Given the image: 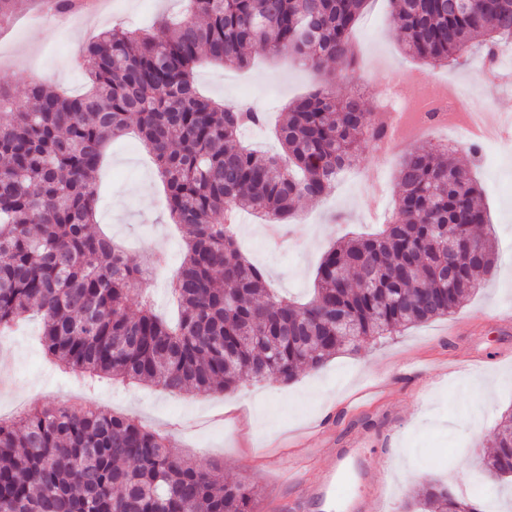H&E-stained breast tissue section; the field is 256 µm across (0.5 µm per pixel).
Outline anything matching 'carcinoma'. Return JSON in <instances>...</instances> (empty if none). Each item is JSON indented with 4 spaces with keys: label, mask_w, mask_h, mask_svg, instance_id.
<instances>
[{
    "label": "carcinoma",
    "mask_w": 512,
    "mask_h": 512,
    "mask_svg": "<svg viewBox=\"0 0 512 512\" xmlns=\"http://www.w3.org/2000/svg\"><path fill=\"white\" fill-rule=\"evenodd\" d=\"M152 32L112 29L82 51L88 89L64 96L35 83L30 105L0 87V334L37 313L46 357L89 384L104 378L206 395L246 379L292 381L340 351L445 317L493 274L495 250L482 189L452 150L406 154L391 215L368 238L329 248L311 298L271 288L241 252L230 214L286 224L295 204L327 195L337 172L374 142L357 92L332 94L325 63L350 55L368 0H184ZM404 49L437 65L512 41V0H390ZM260 44L324 76L288 105L281 151L240 141L264 117L200 94L194 69L242 68ZM7 112H2V109ZM137 116L145 147L182 228L186 255L172 281L179 315L156 313L143 288L148 266L100 234L94 174L109 143ZM464 238L463 260L444 240ZM138 311L129 312L133 295ZM487 471L512 475V414L490 435ZM257 491L168 450L166 435L83 402L49 403L0 418V512H256ZM408 508L482 512L430 484Z\"/></svg>",
    "instance_id": "cac0c4a2"
}]
</instances>
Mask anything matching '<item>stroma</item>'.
I'll use <instances>...</instances> for the list:
<instances>
[{"label":"stroma","instance_id":"1","mask_svg":"<svg viewBox=\"0 0 512 512\" xmlns=\"http://www.w3.org/2000/svg\"><path fill=\"white\" fill-rule=\"evenodd\" d=\"M111 21L89 27L93 37L111 25L151 27L160 13L179 14L181 0H110ZM44 0H23L20 11L0 21V86L28 103L24 74H51L54 87L78 94L86 87L80 46L69 28L42 17ZM352 79L333 88L336 96L359 90L368 111H375L387 84H398L408 104L420 102L423 88L411 75L422 72L433 80L446 78L466 84L471 102L487 119L499 122L512 115V59L481 78L476 52L453 66H431L408 56L390 20L389 0H369L351 35ZM254 64L246 70L207 64L195 71L200 90L227 104L249 103L278 116L295 98L317 86L312 72L291 57L273 56L261 46L252 50ZM454 142V155L474 173L491 215L497 272L449 316L406 329L400 335L375 339L359 351L342 352L324 367L299 371L284 384L273 379L246 381L236 389L204 396L171 394L147 384L116 382L96 392L101 405L137 418L168 434L177 455L208 467L221 464L224 478L254 487L261 503L296 499L295 488L283 482L274 467L287 463L298 433L321 415H329L336 439L367 430H391L389 445L366 444L358 460L363 477L349 476L344 497L330 501L323 512H346L345 498L366 493L381 464L393 476L382 512H403L411 496L427 483L443 480L456 494L475 503L496 504L512 512V493L484 496L495 476L483 473L479 450L501 416L512 412V142L490 145L487 159L473 157L456 131L437 127L380 151L368 146L360 164L337 179L332 191L296 207L287 229L292 245L276 246L260 237L259 218H251L239 233L242 251L261 266L280 291L306 296L313 288L323 253L346 232H371L390 212L399 191L396 173L401 158L416 149ZM102 190L93 229L112 238L136 258L165 251L164 270L149 284L156 308L171 313L169 279L179 267L183 239L165 206V189L151 155L136 129H129L109 146L99 173ZM39 318L0 344V416L11 418L25 408L63 403L77 390L74 376L43 359ZM473 358L471 371L454 379L402 377L375 400L352 407L348 398L370 379L405 365L426 369ZM496 373L506 382L495 405H484L478 393L466 392L475 377Z\"/></svg>","mask_w":512,"mask_h":512}]
</instances>
